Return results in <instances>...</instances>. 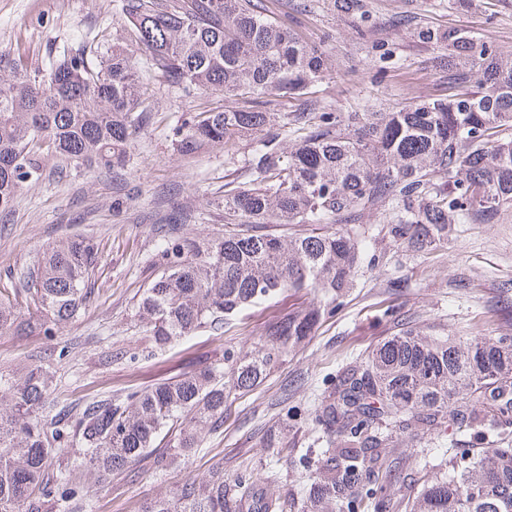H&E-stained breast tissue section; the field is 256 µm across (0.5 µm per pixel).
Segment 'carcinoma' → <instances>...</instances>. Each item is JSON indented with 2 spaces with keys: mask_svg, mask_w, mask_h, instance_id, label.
Returning a JSON list of instances; mask_svg holds the SVG:
<instances>
[{
  "mask_svg": "<svg viewBox=\"0 0 512 512\" xmlns=\"http://www.w3.org/2000/svg\"><path fill=\"white\" fill-rule=\"evenodd\" d=\"M148 65L184 91L209 89L258 101L308 94L325 57L270 15L267 0H122ZM446 53L448 94L394 112H322L288 143V116L253 106L199 112L175 132L184 156L244 133L260 138L252 187L224 191V233L196 240L165 236L159 264L137 301L147 342L159 348L202 328L219 329L249 305L312 291L319 305L265 326L259 346L230 350L205 368L73 410L59 407L53 364L0 372V512H87L88 474L105 482L145 459L180 464L208 433L224 427V405L261 385L288 350L353 287L364 232L356 217L381 207L389 233L414 253L448 241L466 220L493 224L512 208V51L468 31L422 26ZM146 119L133 54L114 47L95 63L86 49L44 71L22 53L0 52V214L19 185L42 177V160L75 169L122 168L130 138ZM338 228H333V225ZM293 227L283 235L274 227ZM100 244L76 236L47 246L0 291V335L48 340L95 295ZM282 426L265 448L288 438ZM325 448L307 482L280 490L276 473L188 476L141 512H512V447L485 448L447 469L432 465L419 490L390 492L396 461L384 452L398 433L416 436L452 423L501 439L512 426V340L463 343L434 328L398 324L367 359L347 366L320 403Z\"/></svg>",
  "mask_w": 512,
  "mask_h": 512,
  "instance_id": "carcinoma-1",
  "label": "carcinoma"
}]
</instances>
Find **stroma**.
I'll use <instances>...</instances> for the list:
<instances>
[{
    "instance_id": "35a3bbf8",
    "label": "stroma",
    "mask_w": 512,
    "mask_h": 512,
    "mask_svg": "<svg viewBox=\"0 0 512 512\" xmlns=\"http://www.w3.org/2000/svg\"><path fill=\"white\" fill-rule=\"evenodd\" d=\"M298 2L272 0L270 8L287 13L289 28L324 53L328 75L307 95L266 96L267 111L298 118L288 131L292 138L322 112H386L445 93L437 65L443 49L420 41L419 26L462 27L480 42L512 50V0H473L463 9L454 0H364L366 23L325 5L304 12ZM91 43L132 48L120 0H0V51L24 52L45 69L62 50ZM381 43L391 48L392 63L380 61ZM134 56L148 118L128 144L127 165L63 170L57 158H48L40 181L22 184L12 210L0 215V288H14L13 270L36 260L46 243L81 234L101 244L97 292L60 336L49 341L0 335V369L18 370L36 357L55 362V394L71 405L194 371L230 348L250 349L268 321L318 300L312 292L284 294L249 307L221 330L204 328L144 353L147 327L136 301L165 224L183 213L184 236L198 240L223 233L224 186L251 185L247 160L256 136L178 154L174 132L190 114L242 101L203 89L182 93L148 68L143 51ZM360 223L365 261L333 314L288 352L264 384L228 399L223 429L207 436L194 456L177 468L146 464L129 476L112 477L93 494L90 512H140L147 499L171 493L185 476L218 463L228 475L273 470L283 483H301L320 448L317 395L331 377L391 336L393 317L434 325L451 336L512 337V209L495 224L455 225L445 244L418 255L389 235L383 209L365 212ZM388 309L393 317H385ZM63 345L69 355L60 361L56 350ZM132 352L139 355L133 362ZM287 403L303 410L301 420L288 425L287 447H262L261 436L280 421Z\"/></svg>"
}]
</instances>
